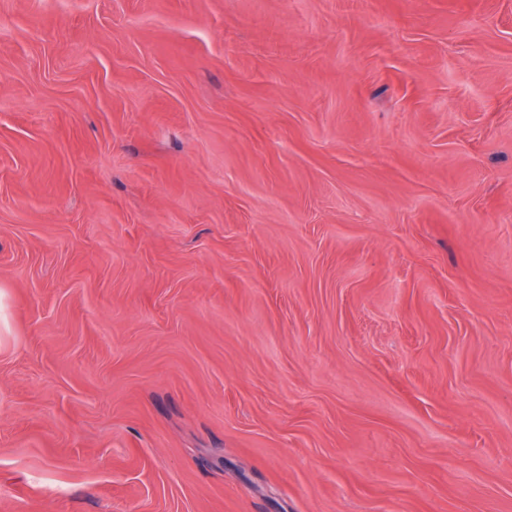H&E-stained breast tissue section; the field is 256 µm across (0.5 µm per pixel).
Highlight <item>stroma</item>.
<instances>
[{
	"instance_id": "1",
	"label": "stroma",
	"mask_w": 512,
	"mask_h": 512,
	"mask_svg": "<svg viewBox=\"0 0 512 512\" xmlns=\"http://www.w3.org/2000/svg\"><path fill=\"white\" fill-rule=\"evenodd\" d=\"M0 512H512V0H0Z\"/></svg>"
}]
</instances>
